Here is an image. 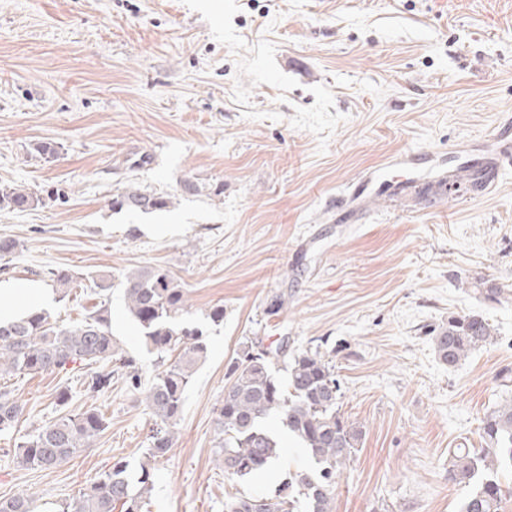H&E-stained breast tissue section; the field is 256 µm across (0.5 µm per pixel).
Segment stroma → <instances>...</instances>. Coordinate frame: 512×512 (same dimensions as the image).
Wrapping results in <instances>:
<instances>
[{
    "instance_id": "1",
    "label": "stroma",
    "mask_w": 512,
    "mask_h": 512,
    "mask_svg": "<svg viewBox=\"0 0 512 512\" xmlns=\"http://www.w3.org/2000/svg\"><path fill=\"white\" fill-rule=\"evenodd\" d=\"M511 117L512 0H0V183L42 199L0 211V237L18 244L0 284L49 289L45 311L66 326L106 304L149 379L163 365L120 283L163 267L207 341L140 512H224L225 493L273 487L217 465L227 367L250 340L317 349L336 367L340 412L363 435L334 512H459L468 490L449 482L448 451L479 447L481 419L512 398L500 380L512 370V164L485 194L351 193L368 176L406 178L398 160L422 151L436 157L417 176L452 178ZM41 141L55 158L35 152ZM131 188L171 204L113 208ZM469 312L496 339L448 368L429 330ZM87 372L0 379L23 407L0 435V499L26 493L58 512L114 461L143 460V392L116 375L89 394ZM90 408L107 422L91 448L53 469L17 464L23 436Z\"/></svg>"
}]
</instances>
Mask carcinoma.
Instances as JSON below:
<instances>
[{"instance_id": "obj_1", "label": "carcinoma", "mask_w": 512, "mask_h": 512, "mask_svg": "<svg viewBox=\"0 0 512 512\" xmlns=\"http://www.w3.org/2000/svg\"><path fill=\"white\" fill-rule=\"evenodd\" d=\"M42 202L27 189L0 183V210L24 211ZM170 200L138 189H129L112 199V207L130 210H162ZM128 312L142 333L143 343L160 356L177 348L179 357L157 372L144 401L156 428L149 437L146 460L132 474L128 464L117 461L100 475L89 492L63 504L59 512H139L140 503L153 489L155 464L173 445V431L183 410L185 392L195 367L206 359L203 334L184 326L180 316L187 293L165 268L137 270L122 281ZM494 327L477 313L448 317L432 331L439 360L454 368L472 352L492 343ZM283 363L286 379L272 372L273 360ZM95 366L87 374L86 389L92 393L112 388V363L131 381L141 385V368L123 355L113 339L108 309L102 305L72 326L59 325L45 312L32 307L23 316L0 323V377L63 370L70 363ZM228 384L218 409L221 435L217 463L228 479L257 475L273 465L282 453L281 442L267 422L295 436L306 449L311 464L294 472L267 494L229 495L224 512H331L332 491L357 451L362 431L339 411L341 388L335 365L320 351H288L275 354L252 341L236 353L228 365ZM22 407L10 390L0 388V432L14 429ZM106 421L90 408L64 415L34 435L23 439L14 457L25 467L52 469L69 462L75 454L93 445ZM481 447L456 448L448 457V481L471 488L460 512H500L512 489L503 485L499 473L512 470V398L496 405L481 420ZM36 500L29 494L0 499V512H35Z\"/></svg>"}]
</instances>
